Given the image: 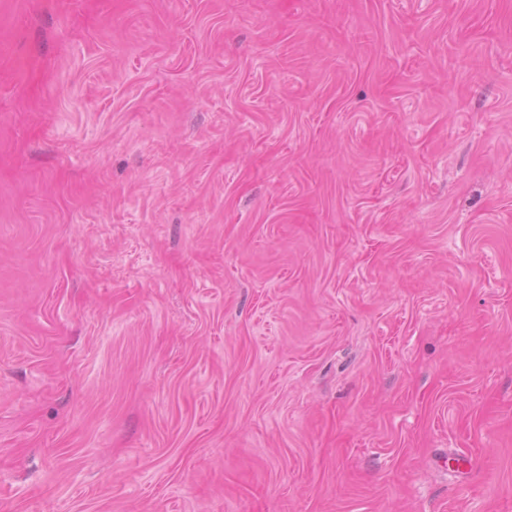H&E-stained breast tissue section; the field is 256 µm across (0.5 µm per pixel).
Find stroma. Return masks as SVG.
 Segmentation results:
<instances>
[{
	"mask_svg": "<svg viewBox=\"0 0 512 512\" xmlns=\"http://www.w3.org/2000/svg\"><path fill=\"white\" fill-rule=\"evenodd\" d=\"M0 512H512V0H0Z\"/></svg>",
	"mask_w": 512,
	"mask_h": 512,
	"instance_id": "35a3bbf8",
	"label": "stroma"
}]
</instances>
